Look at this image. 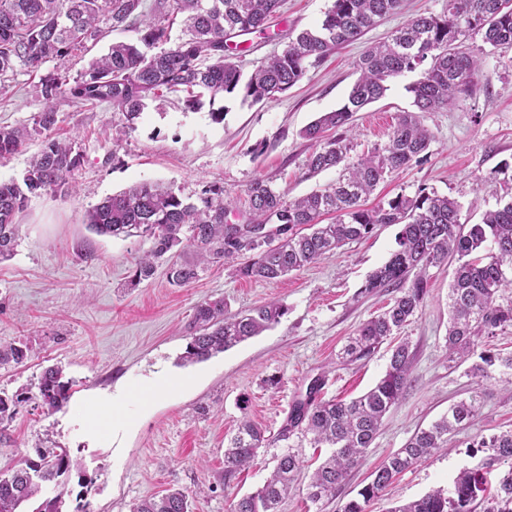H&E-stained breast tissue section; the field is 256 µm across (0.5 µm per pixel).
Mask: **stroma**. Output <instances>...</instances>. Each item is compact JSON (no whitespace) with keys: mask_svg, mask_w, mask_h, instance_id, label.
<instances>
[{"mask_svg":"<svg viewBox=\"0 0 512 512\" xmlns=\"http://www.w3.org/2000/svg\"><path fill=\"white\" fill-rule=\"evenodd\" d=\"M329 5L330 0H285L265 32L248 35L244 72L281 50L290 36L318 28ZM443 6L444 0H404L400 13L309 63L305 77L276 100L252 104L238 96L224 98L219 124L209 107L190 111L164 102L150 105L128 130L109 104L59 105L54 135L74 142L75 190L30 198L17 218L16 251L0 261V343L28 351L22 364L0 365V394L27 398L0 439V472L36 458L41 448L68 449L82 467L43 484L23 512H35L40 501L52 498L58 512H76L83 497L91 512H129L137 500L169 489L192 497L193 512H229L233 501L262 486L275 454L291 448L309 468L317 467L326 449L277 435L313 377L326 375L325 397L350 400L383 376L390 344L366 361L348 362L340 353L360 324L393 297L389 291L364 294L362 286L395 249L398 225H379L368 237L275 283L242 278L232 265L214 263L200 270L195 282L179 287L170 283L163 264L150 280L136 281V262L151 240L98 235L84 215L143 181L169 186L190 201L205 186L218 184L233 198L228 222L245 224L246 189L254 179L269 181L292 199L334 182L333 169L309 175L307 161L316 145L303 137V129L345 104L367 47L387 40L407 19L440 14ZM469 44L480 60L476 93L422 113L433 137L428 154L387 173L368 206L423 189L455 199L461 223L476 224L486 210L512 200V47L490 48L478 35ZM81 66L76 58L54 60L39 75L19 74L9 99L0 103V126L30 123L40 75L73 77ZM419 77L414 71L391 80L382 98L354 113L342 131L350 157L387 141L396 115L412 110L408 87ZM454 268L448 262L429 269V291L400 331L411 345L413 381L386 415L363 464L332 500L311 502L300 489L283 501L280 512H338L378 463L468 397L474 387L468 366L449 361L446 346ZM216 297L224 298L232 314L271 300L281 301L287 312L259 336L207 361L182 363L195 306ZM53 364L63 367L73 386L68 403L49 412L34 396L40 374ZM162 373L179 378V385L153 389L151 379ZM492 374L484 384L482 414L449 436L447 450L396 476L367 512H388L432 489L452 487L462 469L481 468L485 454L477 441L512 430V375L498 367ZM101 393L117 395L127 425L111 428L109 411L90 408ZM245 418L271 444L228 482L224 448Z\"/></svg>","mask_w":512,"mask_h":512,"instance_id":"stroma-1","label":"stroma"}]
</instances>
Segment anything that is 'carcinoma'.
Here are the masks:
<instances>
[{
  "label": "carcinoma",
  "mask_w": 512,
  "mask_h": 512,
  "mask_svg": "<svg viewBox=\"0 0 512 512\" xmlns=\"http://www.w3.org/2000/svg\"><path fill=\"white\" fill-rule=\"evenodd\" d=\"M283 0H0V93L6 94L20 72L36 74L46 62L89 50L115 30L134 29L139 41H118L92 56L71 80L61 74L40 78V108L31 126L0 127V158L20 152L29 140L43 137L41 149L31 156L22 180H0V260L17 246V216L31 196L44 192L69 193V179L79 163L72 144L52 137L57 123V103L68 100L80 107L107 102L125 127L134 128L152 103L172 94L185 109L209 105L227 95L243 101L269 102L300 81L310 60H320L337 46L358 40L382 19L397 13L402 0H332L318 29L305 30L273 53L249 75H244L234 38L263 31L280 12ZM182 36L171 41L176 22ZM473 34L493 48L512 46V0H446L443 14L418 15L396 30L390 39L368 47L360 58L359 77L341 108L326 112L304 131L318 143L308 159V172L317 174L341 168L335 183L293 200L262 178L247 188L251 218L260 227L277 221L283 238L274 247L265 241L241 242V224L224 218L232 200L224 187L210 185L197 202H186L170 189L142 182L105 198L88 210L85 224L99 235L136 233L152 240L139 260L135 277L145 281L161 261L168 262L169 281L186 286L198 278L201 264L239 258L255 252L240 264L238 275L267 283L278 282L319 257L370 234L378 224H397V248L367 278L362 293L397 292L381 312L362 323L343 349L351 361L369 359L385 340L396 335L423 303L427 271L443 262L456 263L448 292V353L464 362L475 354L483 338L512 326V304L497 302L499 292L512 288V200L485 213L479 224H462L457 201L421 189L414 196L398 195L368 209L370 196L384 175L409 167L428 154L432 135L419 114L446 109L476 90L478 59L466 46ZM163 45L158 52L151 49ZM429 67L410 87L412 112L397 118L387 142L374 152L352 159L344 139L327 138L325 132L342 128L353 113L380 99L393 78L415 71L425 61ZM332 222L323 223V217ZM190 236L181 237L183 227ZM189 247L194 259L172 261ZM285 314L279 302H267L239 316L226 315L224 298L196 306L188 324L185 362H199L259 335ZM27 353L15 345H0V364H20ZM512 370V354L479 355L469 373L476 379L469 397L448 408V413L418 430L407 443L386 457L338 512H366V506L411 466L447 449L448 435L469 424L486 405L483 382L492 378L490 367ZM409 342L400 341L376 385L349 402L321 397L324 376L317 377L305 397L297 400L278 439L296 433L310 438L316 448H329V456L309 476L307 498L318 503L336 496L349 472L360 466L383 419L401 400L411 382ZM73 382L59 366L46 368L38 379V405L48 412L63 407L71 397ZM24 399L0 394V425L12 421ZM265 442L252 421L240 422L224 448V482L249 467ZM487 453L485 467L512 460V431L481 439ZM81 463L67 449L51 448L38 460L0 475V512H17L44 483L54 482ZM303 468L289 450L276 457L264 485L237 500L230 512H278L299 480ZM486 491L479 471L464 469L450 489L437 488L422 498L387 512H512V468L500 481L497 494L478 498ZM130 512H193L189 496L181 490L144 499Z\"/></svg>",
  "instance_id": "cac0c4a2"
}]
</instances>
